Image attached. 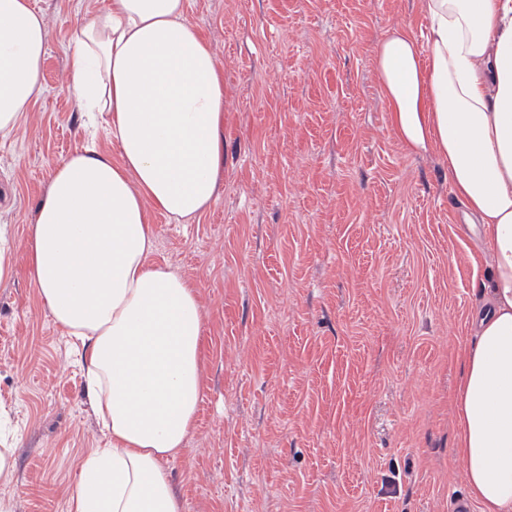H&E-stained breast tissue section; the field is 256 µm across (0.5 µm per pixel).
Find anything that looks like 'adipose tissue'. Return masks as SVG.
<instances>
[{"label": "adipose tissue", "instance_id": "adipose-tissue-1", "mask_svg": "<svg viewBox=\"0 0 512 512\" xmlns=\"http://www.w3.org/2000/svg\"><path fill=\"white\" fill-rule=\"evenodd\" d=\"M427 51L393 26L374 63L398 140L448 165L490 263L455 397V454L478 512H512V0H420ZM47 25L0 0V138L42 91ZM65 89L118 147L58 162L25 241L38 296L79 351L108 438L69 512H184L169 470L204 389L196 283L152 262L153 213L187 223L224 175V72L187 0H108L77 23Z\"/></svg>", "mask_w": 512, "mask_h": 512}]
</instances>
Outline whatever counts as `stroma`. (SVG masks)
<instances>
[{"label": "stroma", "instance_id": "1", "mask_svg": "<svg viewBox=\"0 0 512 512\" xmlns=\"http://www.w3.org/2000/svg\"><path fill=\"white\" fill-rule=\"evenodd\" d=\"M44 90L0 141V410L20 435L14 512H68L106 440L23 249L54 165L86 140L65 48L102 0H32ZM224 70V177L198 219L153 214L154 261L194 280L205 387L183 457L186 512H453L466 497L452 402L486 264L448 168L393 134L374 56L424 39L419 0H188ZM17 247L7 224L0 225V282L9 280L14 273Z\"/></svg>", "mask_w": 512, "mask_h": 512}]
</instances>
